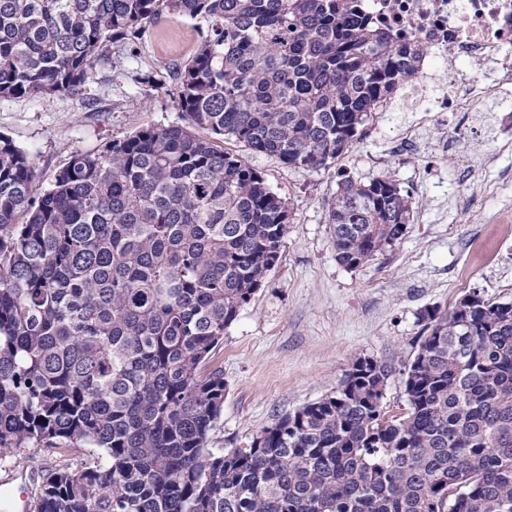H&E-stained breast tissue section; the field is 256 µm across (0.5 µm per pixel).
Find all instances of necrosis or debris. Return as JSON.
<instances>
[{"label": "necrosis or debris", "mask_w": 512, "mask_h": 512, "mask_svg": "<svg viewBox=\"0 0 512 512\" xmlns=\"http://www.w3.org/2000/svg\"><path fill=\"white\" fill-rule=\"evenodd\" d=\"M377 29L422 46L415 74L378 112L414 102L433 112H476L492 89L512 90V0H362Z\"/></svg>", "instance_id": "obj_1"}]
</instances>
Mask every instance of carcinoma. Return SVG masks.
Instances as JSON below:
<instances>
[{"mask_svg":"<svg viewBox=\"0 0 512 512\" xmlns=\"http://www.w3.org/2000/svg\"><path fill=\"white\" fill-rule=\"evenodd\" d=\"M169 16L206 26L173 73L187 124L77 152L38 197L0 136V451L111 459L43 476L35 512H512V302L427 314L403 414L383 410L391 367L359 356L248 447H208L224 373L204 368L290 221L218 141L325 167L422 48L384 39L359 0H0V99L76 95L109 44ZM412 209L387 176L342 180L336 260L373 258Z\"/></svg>","mask_w":512,"mask_h":512,"instance_id":"carcinoma-1","label":"carcinoma"}]
</instances>
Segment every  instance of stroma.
Returning a JSON list of instances; mask_svg holds the SVG:
<instances>
[{
    "mask_svg": "<svg viewBox=\"0 0 512 512\" xmlns=\"http://www.w3.org/2000/svg\"><path fill=\"white\" fill-rule=\"evenodd\" d=\"M205 35L194 20L147 26L135 47L112 44L111 67L76 96L0 100V134L32 157L34 194L49 189L75 152H93L147 127L183 123L169 78ZM491 95L481 111L441 112L425 126L408 109L370 114L352 146L327 167L295 168L233 138L225 152L247 159L290 210L280 259L224 332L209 366L224 373V408L213 448H243L262 427L334 391L356 357L392 368L384 403L406 406L400 370L414 356L426 313H448L472 293L512 302V149L499 142L512 124ZM415 127L409 149L401 129ZM388 175L414 207L401 239L351 269L339 264L329 207L346 177ZM109 459L97 448L20 449L0 454L6 471L33 474Z\"/></svg>",
    "mask_w": 512,
    "mask_h": 512,
    "instance_id": "1",
    "label": "stroma"
}]
</instances>
